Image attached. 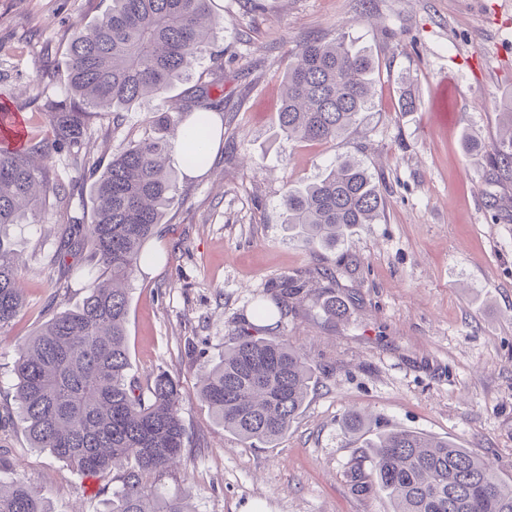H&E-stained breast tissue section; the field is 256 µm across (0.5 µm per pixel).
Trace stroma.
<instances>
[{
    "label": "stroma",
    "instance_id": "stroma-1",
    "mask_svg": "<svg viewBox=\"0 0 512 512\" xmlns=\"http://www.w3.org/2000/svg\"><path fill=\"white\" fill-rule=\"evenodd\" d=\"M214 0L224 17L223 137L203 175L179 156L177 192L147 244L131 285L127 323L133 372L180 381L186 448L153 484L180 494L190 512H392L383 495L355 493L347 463L380 433L423 432L468 449L512 482V181L496 177L486 147L512 95V0ZM109 0H0V106L20 113L28 135L48 125L46 105L65 99L62 63L74 26ZM400 39H393V32ZM345 37L375 61L374 107L332 143L286 140L277 116L293 54L312 39ZM169 93L142 101L120 122L93 117L79 156L49 163L73 194L33 224L0 229L19 256L25 308L0 330V484L22 481L49 512H109L111 477L76 472L31 447L18 425L11 366L17 344L57 311L76 306L84 276L67 283L44 265L60 227L90 221V173L151 132ZM415 111L400 109L402 97ZM358 159L379 183L380 219L338 246L306 247L284 222L283 199ZM303 296L278 315L283 282ZM342 297L327 318L324 288ZM274 314L261 335L288 340L314 366L302 412L275 444L256 448L225 432L199 395L257 307ZM353 410L367 417L345 431Z\"/></svg>",
    "mask_w": 512,
    "mask_h": 512
}]
</instances>
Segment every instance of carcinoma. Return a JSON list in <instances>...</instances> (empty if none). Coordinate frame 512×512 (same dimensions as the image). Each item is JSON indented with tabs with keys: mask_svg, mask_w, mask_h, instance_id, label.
<instances>
[{
	"mask_svg": "<svg viewBox=\"0 0 512 512\" xmlns=\"http://www.w3.org/2000/svg\"><path fill=\"white\" fill-rule=\"evenodd\" d=\"M224 18L212 0H111L92 24L78 29L64 61L70 102L49 105V128L20 150L0 144V227L36 219L46 199L69 198L70 185L50 178L44 163L78 155L91 114L115 118L150 94L189 79L201 54L214 46ZM375 62L345 39L310 40L285 75L287 95L278 125L289 140L328 143L371 106ZM224 89L213 83L186 91L182 117L190 166L207 163L194 141L210 136L211 113ZM153 133L112 157L92 186L90 223L69 225L48 268L88 263L82 303L54 314L15 354L14 398L32 447L49 450L76 471L112 475L110 512H188L178 494L158 497L152 480L185 448L180 384L161 371L146 382L129 374V286L145 247L174 199L168 164L177 128L156 112ZM506 130L486 150L491 169L512 177V96L502 104ZM285 223L309 246L334 247L345 233L372 224L383 207L381 189L356 160L338 158L320 181L288 192ZM15 252L0 239V330L24 308ZM314 368L285 339L247 330L209 369L200 397L224 430L251 444L281 439L302 411ZM359 494L383 492L393 512H512V484L465 448L421 433H385L359 450L348 467ZM0 512H48L24 483L0 487Z\"/></svg>",
	"mask_w": 512,
	"mask_h": 512,
	"instance_id": "cac0c4a2",
	"label": "carcinoma"
}]
</instances>
